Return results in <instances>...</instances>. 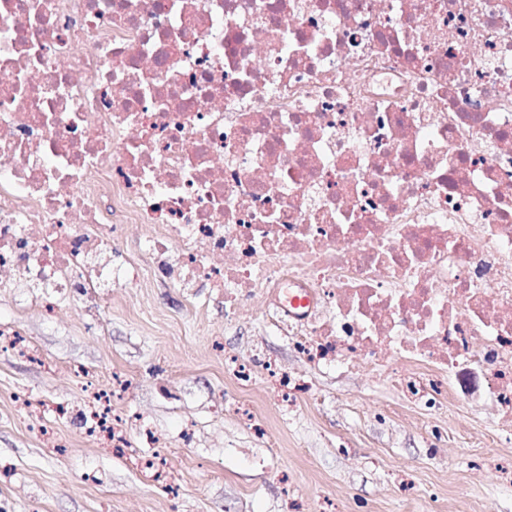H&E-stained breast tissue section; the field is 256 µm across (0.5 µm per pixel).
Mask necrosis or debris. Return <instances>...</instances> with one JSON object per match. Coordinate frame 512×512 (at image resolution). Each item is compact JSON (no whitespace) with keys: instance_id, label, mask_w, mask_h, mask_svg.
I'll list each match as a JSON object with an SVG mask.
<instances>
[{"instance_id":"1","label":"necrosis or debris","mask_w":512,"mask_h":512,"mask_svg":"<svg viewBox=\"0 0 512 512\" xmlns=\"http://www.w3.org/2000/svg\"><path fill=\"white\" fill-rule=\"evenodd\" d=\"M308 361L460 373L512 430V0H0V280L95 295L120 225Z\"/></svg>"}]
</instances>
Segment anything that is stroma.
<instances>
[{
    "mask_svg": "<svg viewBox=\"0 0 512 512\" xmlns=\"http://www.w3.org/2000/svg\"><path fill=\"white\" fill-rule=\"evenodd\" d=\"M129 227L112 250L124 283L102 313L0 287V512H512V441L462 373L431 411L368 363L309 364L264 321L233 316L146 275ZM304 383L285 400L268 366ZM112 392L131 448L102 447L55 409Z\"/></svg>",
    "mask_w": 512,
    "mask_h": 512,
    "instance_id": "1",
    "label": "stroma"
}]
</instances>
